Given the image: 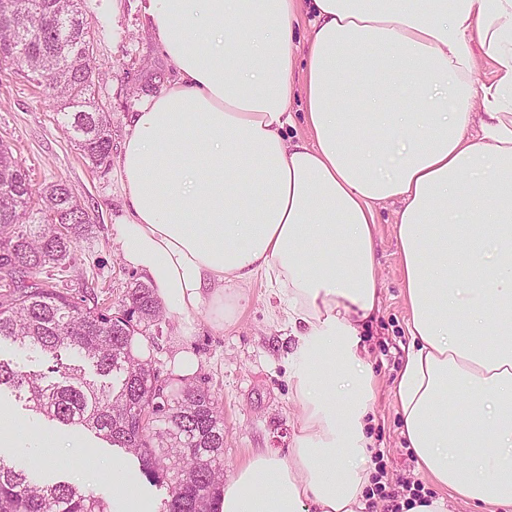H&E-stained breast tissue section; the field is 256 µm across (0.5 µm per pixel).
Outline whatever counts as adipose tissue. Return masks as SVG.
I'll return each instance as SVG.
<instances>
[{
	"mask_svg": "<svg viewBox=\"0 0 512 512\" xmlns=\"http://www.w3.org/2000/svg\"><path fill=\"white\" fill-rule=\"evenodd\" d=\"M178 75L119 157L122 256L188 317L232 322L265 277L296 338L302 418L287 458L253 453L218 512H366L378 310L373 203L396 235L411 345L402 434L436 495L404 512L512 507V0H152ZM312 18L297 42L300 4ZM496 79L474 87L479 57ZM308 137L286 136L296 66ZM378 139L352 138L362 124ZM480 127L479 139L468 132ZM475 397L465 415L448 388Z\"/></svg>",
	"mask_w": 512,
	"mask_h": 512,
	"instance_id": "obj_1",
	"label": "adipose tissue"
}]
</instances>
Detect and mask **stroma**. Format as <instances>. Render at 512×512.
Instances as JSON below:
<instances>
[{"mask_svg": "<svg viewBox=\"0 0 512 512\" xmlns=\"http://www.w3.org/2000/svg\"><path fill=\"white\" fill-rule=\"evenodd\" d=\"M148 0H82L90 22L93 57L103 71L93 88V102L111 117L112 154L101 165L92 164L77 146L60 111L43 85L28 78L12 63H0V141L9 145L27 170L34 189L61 181L77 196L90 222L77 238L73 259L55 271L59 287L74 299L92 298L100 306L120 312L125 294L142 276L124 261L116 226L126 215V200L118 175L122 144L131 132V116L149 96L171 86L177 74L157 45L149 27ZM397 203L375 205L374 235L381 301L364 332L368 360L377 379L369 433L383 457V482L396 500L414 484L434 493L432 483L417 470L401 434L394 383L410 343L408 311L402 294L399 247L394 231ZM247 299L234 323L214 329L207 310L191 319L164 313L160 320L142 324L147 360L160 378L177 382L175 358L189 351L198 360L194 383L209 388L224 418V474L235 470L257 450L287 457L299 423L300 409L289 384L288 354L295 341L280 312V298L264 277L245 290ZM191 335H184L185 326ZM16 422L53 437L70 435V428L35 414L10 389L0 390V408ZM80 445L57 449V461L32 462V449L0 446V456L31 464V477L50 474L78 483L86 476L87 460L106 461L115 448L93 432L80 431Z\"/></svg>", "mask_w": 512, "mask_h": 512, "instance_id": "35a3bbf8", "label": "stroma"}]
</instances>
